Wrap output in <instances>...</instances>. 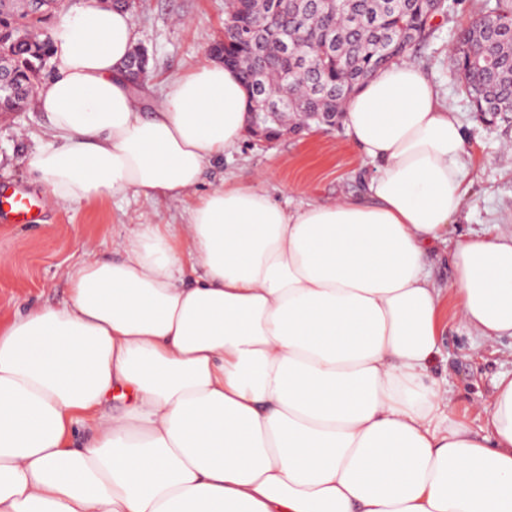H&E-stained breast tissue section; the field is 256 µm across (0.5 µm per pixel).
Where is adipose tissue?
<instances>
[{
	"label": "adipose tissue",
	"mask_w": 512,
	"mask_h": 512,
	"mask_svg": "<svg viewBox=\"0 0 512 512\" xmlns=\"http://www.w3.org/2000/svg\"><path fill=\"white\" fill-rule=\"evenodd\" d=\"M50 39L36 180L61 203L184 200L187 221L135 225L120 259L68 269L63 302L0 321V512H512V377L479 436L428 374L444 315L512 337V233L449 240L466 132L421 67L346 104L364 193L290 208L258 178L201 188L247 133L234 69L134 91L123 8L68 9ZM447 242L444 290L427 259Z\"/></svg>",
	"instance_id": "obj_1"
}]
</instances>
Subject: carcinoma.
<instances>
[{"label": "carcinoma", "mask_w": 512, "mask_h": 512, "mask_svg": "<svg viewBox=\"0 0 512 512\" xmlns=\"http://www.w3.org/2000/svg\"><path fill=\"white\" fill-rule=\"evenodd\" d=\"M62 0H43L37 7L24 0H0V68L10 87L0 91V112H24L33 99L31 87L51 62L50 37L37 28ZM237 4L224 21L226 51L244 85L265 83L291 103L289 117L311 126L308 112H341L349 96L378 69L437 38L429 0H256L248 5L250 29L238 27ZM492 13L495 25H512V0H485L480 14ZM294 41L308 58L306 68L287 82L281 73L288 58L278 41ZM496 60L492 71L485 58ZM452 66L462 92L479 114L512 113V38L486 37L474 24L457 33Z\"/></svg>", "instance_id": "obj_1"}]
</instances>
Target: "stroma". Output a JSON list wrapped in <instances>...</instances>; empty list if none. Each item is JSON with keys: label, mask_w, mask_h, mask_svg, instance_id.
Masks as SVG:
<instances>
[{"label": "stroma", "mask_w": 512, "mask_h": 512, "mask_svg": "<svg viewBox=\"0 0 512 512\" xmlns=\"http://www.w3.org/2000/svg\"><path fill=\"white\" fill-rule=\"evenodd\" d=\"M229 0H137L134 21L137 43L151 56L152 92L164 82L200 65L211 45L224 34ZM452 10L439 22V37L424 47L415 61L427 73L449 108L457 112L467 136L464 162L470 192L466 208L451 235L498 228L512 230V114L481 118L474 112L448 70V49L466 19L476 17L483 0H451ZM47 132V119L36 107L24 112H0V191H25L40 201L32 224H13L0 218V319L31 307L54 306L69 293L66 271L84 250L98 257L120 256L119 241L125 225L150 218L156 224L186 220L179 203L156 205L129 195L103 196L90 202L52 201L48 189L32 178L27 162ZM373 165L345 136L343 125L288 135L257 145L244 139L232 154L212 162L206 185L223 178L242 180L260 174L279 202L299 204L302 198L332 201L342 195L363 193ZM304 186L305 195L289 194V187ZM476 339L453 319H445L441 351L429 374L446 390L453 414L473 430H480L482 404L497 378L512 373V338L505 336L481 351Z\"/></svg>", "instance_id": "obj_1"}]
</instances>
